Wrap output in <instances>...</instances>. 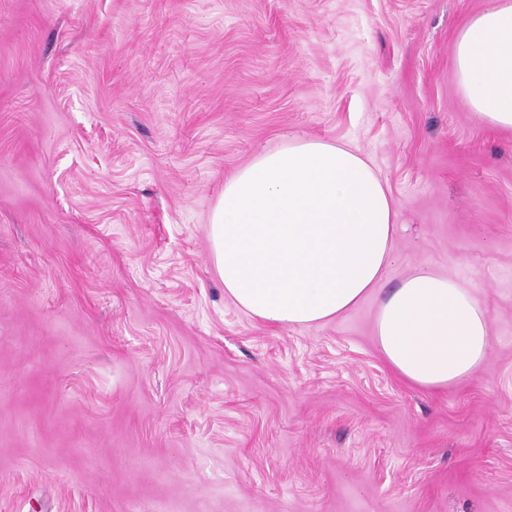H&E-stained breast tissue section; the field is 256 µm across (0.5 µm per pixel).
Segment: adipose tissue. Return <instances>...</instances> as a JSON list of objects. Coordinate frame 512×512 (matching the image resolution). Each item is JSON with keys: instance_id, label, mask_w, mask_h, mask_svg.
Masks as SVG:
<instances>
[{"instance_id": "obj_1", "label": "adipose tissue", "mask_w": 512, "mask_h": 512, "mask_svg": "<svg viewBox=\"0 0 512 512\" xmlns=\"http://www.w3.org/2000/svg\"><path fill=\"white\" fill-rule=\"evenodd\" d=\"M458 85L475 116L512 129V0H490L454 44ZM396 207L356 151L315 139L253 158L224 182L211 216L224 291L262 322L307 326L341 316L394 259ZM374 335L387 365L426 388L484 363L490 333L476 289L421 269L380 302Z\"/></svg>"}]
</instances>
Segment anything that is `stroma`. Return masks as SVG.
I'll return each instance as SVG.
<instances>
[{
    "label": "stroma",
    "mask_w": 512,
    "mask_h": 512,
    "mask_svg": "<svg viewBox=\"0 0 512 512\" xmlns=\"http://www.w3.org/2000/svg\"><path fill=\"white\" fill-rule=\"evenodd\" d=\"M489 0H0V512H512V130L456 36ZM293 138L365 156L396 260L333 320L224 293L226 179ZM488 295L469 379L374 336L417 269Z\"/></svg>",
    "instance_id": "1"
}]
</instances>
